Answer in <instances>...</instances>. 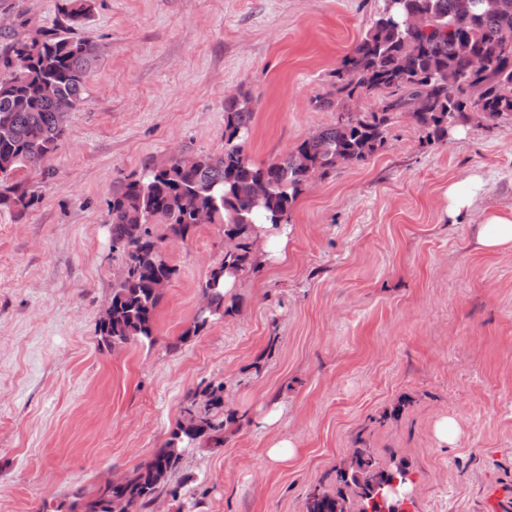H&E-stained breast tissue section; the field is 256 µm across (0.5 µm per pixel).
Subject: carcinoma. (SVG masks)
Returning a JSON list of instances; mask_svg holds the SVG:
<instances>
[{
	"label": "carcinoma",
	"mask_w": 512,
	"mask_h": 512,
	"mask_svg": "<svg viewBox=\"0 0 512 512\" xmlns=\"http://www.w3.org/2000/svg\"><path fill=\"white\" fill-rule=\"evenodd\" d=\"M94 10L92 0H60L58 28L33 38L6 34L0 47V209L22 216L39 196L14 180L21 168L39 169L56 152L66 129L58 126V103L85 102L87 81L98 48L65 32L82 27ZM427 19L429 31L408 25V16ZM55 86L47 97L45 84ZM378 96V106L354 111L362 95ZM320 109L335 110L334 125L303 140L285 158L257 165L244 153L250 132V100H224V151L198 154L186 169L174 158L120 180L108 201L112 252L124 266L112 286L108 321L96 324L99 345L109 350L155 340L158 284L177 274L160 246L153 225L163 224L173 241L199 228L200 209L211 223L224 225V237L237 241L211 266L202 290L208 309L195 316L185 335H198L236 308L224 292V277H238L254 265L258 224H287L296 198L313 175L339 166H358L377 154L399 114L410 115L430 142H444L460 123L487 128L512 116V0H385L372 26L343 56L333 72L332 90L315 97ZM267 185L262 197L257 188ZM223 384H208L204 396H187L183 418L165 446L125 474L123 484L100 487L92 496L74 494L67 512H145L180 470L187 449L224 444L233 421L220 412ZM409 481L400 461L382 466L369 448L354 449L336 471V490L316 486L306 512H402L404 497L389 485Z\"/></svg>",
	"instance_id": "cac0c4a2"
}]
</instances>
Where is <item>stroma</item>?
<instances>
[{
    "label": "stroma",
    "mask_w": 512,
    "mask_h": 512,
    "mask_svg": "<svg viewBox=\"0 0 512 512\" xmlns=\"http://www.w3.org/2000/svg\"><path fill=\"white\" fill-rule=\"evenodd\" d=\"M1 1L29 34L57 23L58 0ZM383 5L96 0L74 33L98 47L87 99L45 171L17 173L38 206L0 210V512H64L95 494L162 448L188 392L210 382L235 422L223 446L185 452L179 498L161 493L149 512H305L361 447L408 463L407 512H512V250L477 243L484 212L512 209L511 119L430 143L397 116L365 164L304 186L285 259L242 275L224 319L187 333L224 249L206 224L165 246L178 274L155 342L98 345L121 269L107 225L119 179L175 149L223 151L233 94L252 101L249 159L286 156L335 123L314 99ZM472 175V207L448 218L449 186ZM445 416L459 425L450 444L435 433ZM280 440L295 453L274 463Z\"/></svg>",
    "instance_id": "obj_1"
}]
</instances>
